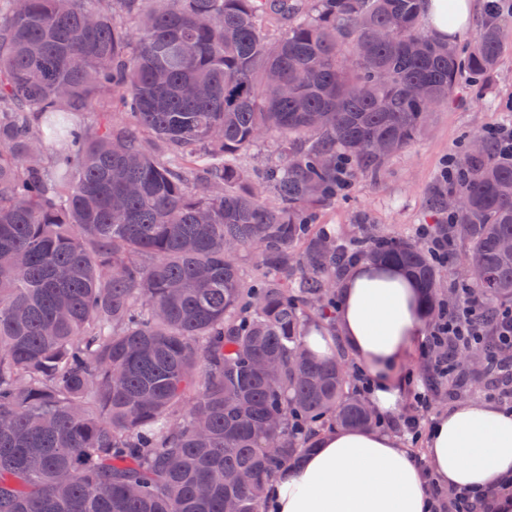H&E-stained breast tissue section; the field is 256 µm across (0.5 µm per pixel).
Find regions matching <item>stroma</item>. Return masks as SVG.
Listing matches in <instances>:
<instances>
[{"label":"stroma","mask_w":512,"mask_h":512,"mask_svg":"<svg viewBox=\"0 0 512 512\" xmlns=\"http://www.w3.org/2000/svg\"><path fill=\"white\" fill-rule=\"evenodd\" d=\"M512 122V42L497 70L478 91L461 89L455 100L435 112L429 129L409 148L390 158L379 175L358 179L317 220L344 236L362 233L363 219L401 237H415L422 224H435L439 213L432 193L444 158L462 153L470 135Z\"/></svg>","instance_id":"35a3bbf8"}]
</instances>
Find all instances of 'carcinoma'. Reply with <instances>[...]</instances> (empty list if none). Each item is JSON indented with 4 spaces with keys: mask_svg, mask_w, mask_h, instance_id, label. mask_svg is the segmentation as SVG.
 <instances>
[{
    "mask_svg": "<svg viewBox=\"0 0 512 512\" xmlns=\"http://www.w3.org/2000/svg\"><path fill=\"white\" fill-rule=\"evenodd\" d=\"M421 3L0 0V512H267L321 431L376 424L349 352L304 342L347 265L316 212L339 159L377 175L512 37L499 2L463 55ZM461 163L434 204L459 201L487 339L454 350L457 396L512 310V156L483 136ZM349 250L409 272L428 327L453 305L418 241Z\"/></svg>",
    "mask_w": 512,
    "mask_h": 512,
    "instance_id": "obj_1",
    "label": "carcinoma"
}]
</instances>
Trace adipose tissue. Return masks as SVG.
I'll return each instance as SVG.
<instances>
[{"label": "adipose tissue", "mask_w": 512, "mask_h": 512, "mask_svg": "<svg viewBox=\"0 0 512 512\" xmlns=\"http://www.w3.org/2000/svg\"><path fill=\"white\" fill-rule=\"evenodd\" d=\"M473 0H425L430 30L445 39L463 33ZM426 330L415 280L401 267L371 262L351 269L337 288L334 328L311 326L307 342L329 357L343 341L371 378L369 401L398 409L405 394L399 364ZM512 474V412L461 403L441 413L427 439V466L375 428H333L269 488L272 512H428L427 476L454 491L477 492Z\"/></svg>", "instance_id": "adipose-tissue-1"}]
</instances>
